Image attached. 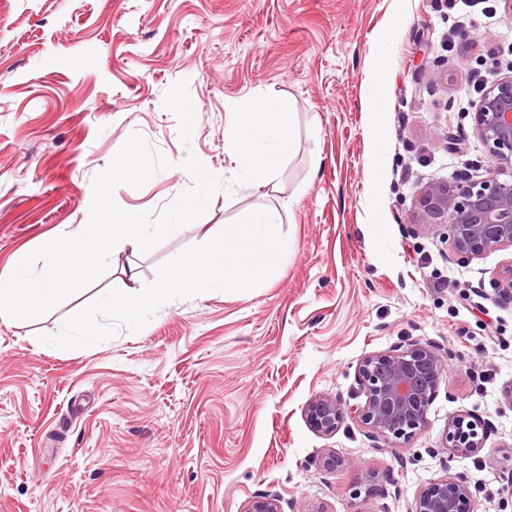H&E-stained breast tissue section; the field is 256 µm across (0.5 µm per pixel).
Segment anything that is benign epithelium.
<instances>
[{"label":"benign epithelium","instance_id":"1","mask_svg":"<svg viewBox=\"0 0 512 512\" xmlns=\"http://www.w3.org/2000/svg\"><path fill=\"white\" fill-rule=\"evenodd\" d=\"M473 128L488 149L484 173L467 172L454 185L429 182L411 214L413 224L445 235L452 260L512 249V74L483 91L473 112ZM505 173L511 179L501 178ZM447 373L445 357L431 342L370 353L357 364L366 400L354 417L376 437L402 444L424 427ZM306 416L317 432L329 436L347 411L338 400L319 396L307 405ZM445 441L452 455L477 452L485 444L484 424L457 415L448 423ZM246 512H282L280 498L258 495ZM412 512H474L467 480L447 476L434 481L418 494Z\"/></svg>","mask_w":512,"mask_h":512}]
</instances>
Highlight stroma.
<instances>
[{
	"instance_id": "obj_1",
	"label": "stroma",
	"mask_w": 512,
	"mask_h": 512,
	"mask_svg": "<svg viewBox=\"0 0 512 512\" xmlns=\"http://www.w3.org/2000/svg\"><path fill=\"white\" fill-rule=\"evenodd\" d=\"M0 14V276L87 223L91 180L131 133L171 167L114 199L156 212L190 186L186 152L233 177L235 105L272 95L298 124L272 181L217 192L148 253L113 250L103 277L38 319L0 315V512H245L267 492L282 512H411L449 474L467 478L474 512H512V298L496 292L512 249L452 261L410 216L430 180L488 162L472 114L512 71L501 0H0ZM183 79L186 145L162 105ZM373 85L385 110L372 149ZM258 207L294 249L260 286L169 302L139 332L65 354L39 342L128 265L152 278ZM414 341L449 371L409 443L350 418L330 436L309 425L315 397L364 404L365 355ZM461 413L487 437L453 456L445 433ZM328 454L344 467L319 470Z\"/></svg>"
}]
</instances>
